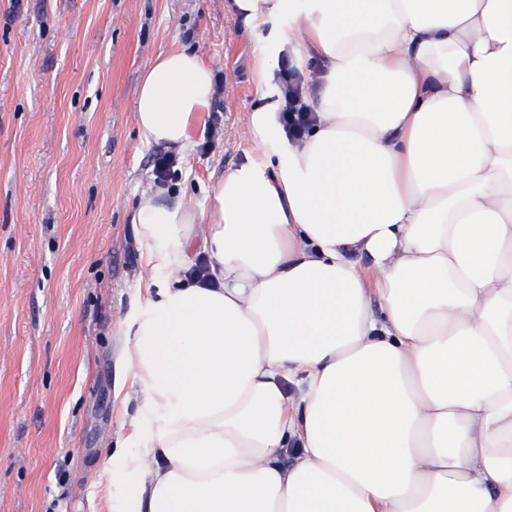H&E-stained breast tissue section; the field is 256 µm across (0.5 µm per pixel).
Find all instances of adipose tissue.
Returning a JSON list of instances; mask_svg holds the SVG:
<instances>
[{
    "mask_svg": "<svg viewBox=\"0 0 512 512\" xmlns=\"http://www.w3.org/2000/svg\"><path fill=\"white\" fill-rule=\"evenodd\" d=\"M224 10L291 26L258 49V156L206 208L134 209L166 279L125 355L133 512H512V0ZM306 41L316 120L291 141L269 60L306 70ZM213 94L201 55L159 54L143 141L186 155Z\"/></svg>",
    "mask_w": 512,
    "mask_h": 512,
    "instance_id": "adipose-tissue-1",
    "label": "adipose tissue"
}]
</instances>
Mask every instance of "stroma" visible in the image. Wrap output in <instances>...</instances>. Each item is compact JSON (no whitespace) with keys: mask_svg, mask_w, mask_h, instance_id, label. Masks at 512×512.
Returning a JSON list of instances; mask_svg holds the SVG:
<instances>
[{"mask_svg":"<svg viewBox=\"0 0 512 512\" xmlns=\"http://www.w3.org/2000/svg\"><path fill=\"white\" fill-rule=\"evenodd\" d=\"M289 24L243 29L224 0H0V512H129L142 405L116 395L120 360L164 278L131 226L160 151L135 121L140 74L185 47L223 84L168 182L204 205L256 152L254 59Z\"/></svg>","mask_w":512,"mask_h":512,"instance_id":"1","label":"stroma"}]
</instances>
